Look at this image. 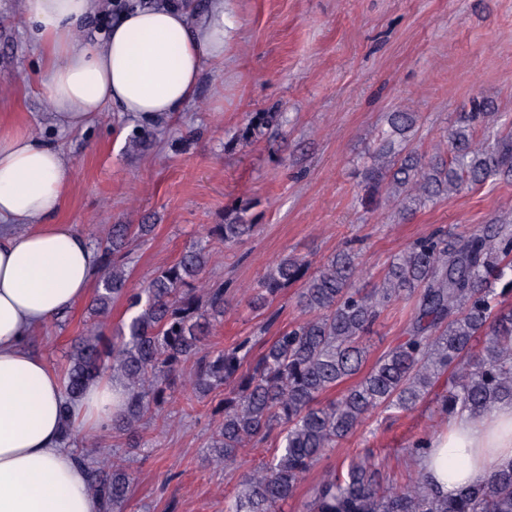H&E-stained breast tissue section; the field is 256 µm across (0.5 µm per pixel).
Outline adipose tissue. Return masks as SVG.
Returning a JSON list of instances; mask_svg holds the SVG:
<instances>
[{
    "mask_svg": "<svg viewBox=\"0 0 512 512\" xmlns=\"http://www.w3.org/2000/svg\"><path fill=\"white\" fill-rule=\"evenodd\" d=\"M96 0H26L47 63L48 96L61 129L83 128L106 106L155 119L192 99L204 61L224 59V0L200 23L184 0L119 11L106 36L74 30ZM74 169L57 149L0 123V512H100L88 476L60 443L63 412L98 432L124 396L112 378L66 406L59 376L30 348L34 332L86 300L99 258L71 225L57 223ZM512 463V403L457 413L413 464L444 495Z\"/></svg>",
    "mask_w": 512,
    "mask_h": 512,
    "instance_id": "1",
    "label": "adipose tissue"
}]
</instances>
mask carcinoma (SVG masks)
<instances>
[{"label":"carcinoma","instance_id":"obj_1","mask_svg":"<svg viewBox=\"0 0 512 512\" xmlns=\"http://www.w3.org/2000/svg\"><path fill=\"white\" fill-rule=\"evenodd\" d=\"M494 112L474 98L448 129L444 152L427 155L401 140L413 127L408 112L389 117L370 157L373 187L392 195L398 213L487 182H512V128L496 126ZM153 224H114L95 247L100 276L92 309L106 316L125 299L127 320L104 340L94 322L74 339L62 374L66 416L61 437L75 444L67 412L95 380L112 375L126 390L109 430L127 447L146 444L144 425L155 424L176 400L175 381L192 364V394L186 405L224 388L222 420L210 448L219 460L237 461L242 449L275 437L276 448L259 469L242 474L237 493L224 499V512H277L305 474L328 451L354 434L380 409L405 413L446 379L445 414H482L512 402V218L478 224L470 233L448 235L438 227L409 243L369 288L357 285L359 254L348 242L315 271L296 255L281 258L259 280L249 302L260 312L282 290L300 284L296 304L305 317L278 331L255 353L257 337L208 348L224 318V284L202 290L210 252L188 248L171 266L157 269L141 288L128 286L132 246L149 239ZM254 224H215L208 236L234 246L250 237ZM399 301L412 305L404 336L363 371L365 338L382 313ZM355 379L324 404L328 391ZM89 471V490L101 512H121L133 480L120 456L77 454ZM305 512H512V465L482 484L442 495L418 472L406 482L381 473L371 458L346 472L330 469L312 487Z\"/></svg>","mask_w":512,"mask_h":512}]
</instances>
